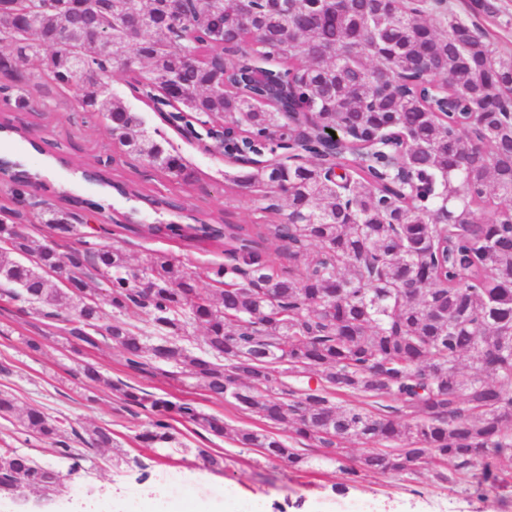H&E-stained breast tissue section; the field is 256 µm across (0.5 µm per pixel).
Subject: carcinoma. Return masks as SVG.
Listing matches in <instances>:
<instances>
[{
    "label": "carcinoma",
    "instance_id": "carcinoma-1",
    "mask_svg": "<svg viewBox=\"0 0 512 512\" xmlns=\"http://www.w3.org/2000/svg\"><path fill=\"white\" fill-rule=\"evenodd\" d=\"M14 0H0V43L17 59L35 58L36 86L77 87L83 111L100 114L124 152L143 156L187 181L181 161L142 129L138 115L109 92L112 54L130 49L147 72L140 98L182 105L180 120L207 123L223 117L253 135L248 149H269L262 138L279 130L281 150L309 163L254 166L246 182H277L288 212L274 204L270 224H202L207 239L222 240L230 262L209 267L213 290L199 273L168 256L139 268L124 251L101 242L82 253H59L0 224V297L56 320L76 345L103 338L121 348L127 366L152 369L157 351L201 381L207 390L321 447V458L347 475L418 473L438 460L477 476L488 460L512 451V58L445 0L442 28L423 18L424 6L403 0H288L275 12L262 0H186L180 14L169 0H145L137 16L143 38L132 47L112 13L85 18L64 0H24L40 18L34 50ZM112 34V52L102 33ZM85 68L69 70V48ZM13 83L17 108H31L30 75L0 59ZM281 87L279 105L301 100L324 126L343 128L336 168L323 142L285 128L274 108L255 98L267 85ZM411 135L403 164L410 181L395 180L387 157L392 134ZM497 208L486 213L489 201ZM45 224L65 236L74 231L64 213ZM288 243L295 264L277 270L260 245ZM102 278L107 294L75 289ZM422 282L417 293L401 284ZM111 309V318L101 313ZM144 320L150 335L135 324ZM203 329L196 355L186 342ZM476 372L465 374L463 358ZM315 367L318 388L288 379ZM109 386L129 405L151 412L149 445L171 442L172 403L123 381ZM388 396L405 418L380 416L359 406H336L331 394ZM177 411L216 436L231 434L270 462L302 471L309 456L273 433L229 429L224 420L190 403ZM23 431L52 445L55 456L80 468L88 454L63 420L29 407ZM356 437L368 448L359 467L347 465L342 441ZM401 442L398 448L382 444ZM62 471L13 449L0 452V489L18 482L53 490Z\"/></svg>",
    "mask_w": 512,
    "mask_h": 512
}]
</instances>
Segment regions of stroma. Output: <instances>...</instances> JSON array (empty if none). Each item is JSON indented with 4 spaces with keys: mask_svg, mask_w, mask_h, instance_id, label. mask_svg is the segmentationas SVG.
<instances>
[{
    "mask_svg": "<svg viewBox=\"0 0 512 512\" xmlns=\"http://www.w3.org/2000/svg\"><path fill=\"white\" fill-rule=\"evenodd\" d=\"M498 11L480 16L476 23L496 43L502 56L512 57V0H494ZM132 72L114 61L108 86L140 116L145 130L170 153L179 155L191 172L190 182L178 181L157 169L147 158L123 151L107 130V122L85 120L74 91L47 99L37 111L20 110L0 97V156L38 172L40 183L15 196L11 184L0 182V221L14 223V214L26 212L23 232L44 237L36 216L43 210L81 212L87 217L75 233L58 238L59 252L80 247L90 227L113 229V220L132 215L144 224L187 225L189 216L208 224H257L260 200L283 204L281 195H268L265 187L241 182L245 170L204 142L167 123L159 112L142 102L131 88ZM102 171L106 183L86 181L82 170ZM132 186L135 196L117 193L114 183ZM151 198L167 200V207L152 209ZM119 244L131 267L153 254L180 259L191 269L224 262L220 241L188 242L179 237L125 232ZM98 367L104 380L86 383L84 365ZM123 381L137 389L173 402L188 401L199 411L223 418L233 428L270 429L235 403L212 398L200 382L169 366L167 372L139 373L128 369L122 352L111 342L98 346L70 345L48 321L29 314L25 304L0 299V392L11 395L19 410L36 406L91 437L96 427L112 432L108 448L91 449V458L68 475L62 491L26 488L0 493V500L15 502L20 512H89L94 500L123 501L140 493L151 501L157 493L173 499L174 512H234L237 497L255 500L261 512H344L353 501L374 503L376 512H512V459L496 465L492 485L477 487L472 479L448 483L432 472L418 474H360L352 478L329 465L296 471L266 461L253 448L217 437L200 426L174 418L176 443L150 446L138 434L150 414L118 399L108 381ZM0 448H11L55 463L49 445L23 434L18 419H0ZM224 458L222 467H210L205 454Z\"/></svg>",
    "mask_w": 512,
    "mask_h": 512,
    "instance_id": "35a3bbf8",
    "label": "stroma"
}]
</instances>
